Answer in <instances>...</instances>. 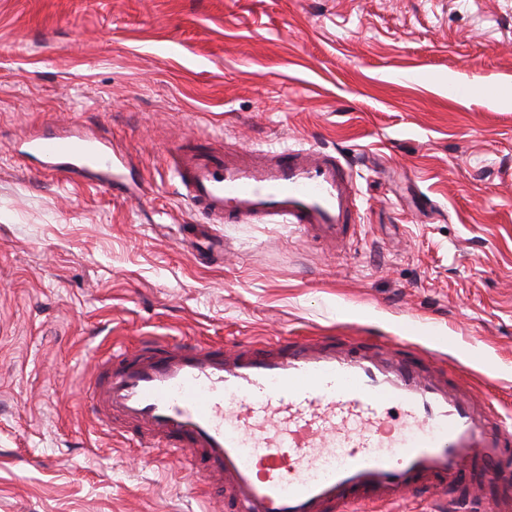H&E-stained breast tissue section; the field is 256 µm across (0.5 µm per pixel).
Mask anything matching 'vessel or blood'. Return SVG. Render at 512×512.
<instances>
[{
  "label": "vessel or blood",
  "mask_w": 512,
  "mask_h": 512,
  "mask_svg": "<svg viewBox=\"0 0 512 512\" xmlns=\"http://www.w3.org/2000/svg\"><path fill=\"white\" fill-rule=\"evenodd\" d=\"M45 173L73 181L98 174L126 194L125 161L110 142L73 131L36 137ZM174 170L205 226L184 245L203 262L216 224L297 225L312 241L344 245L358 230L356 188L340 158L319 148L247 162L176 147ZM88 405L100 425L121 422L149 448L181 455L234 512H384L417 493L453 512H486L479 489L502 488L512 512V428L462 384L399 354L319 336L229 347L140 337L135 348L97 354Z\"/></svg>",
  "instance_id": "obj_1"
}]
</instances>
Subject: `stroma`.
Wrapping results in <instances>:
<instances>
[{"label":"stroma","mask_w":512,"mask_h":512,"mask_svg":"<svg viewBox=\"0 0 512 512\" xmlns=\"http://www.w3.org/2000/svg\"><path fill=\"white\" fill-rule=\"evenodd\" d=\"M130 162L131 196L23 155L69 128ZM338 152L360 228L219 224L168 151ZM151 334L408 342L512 413V0H0V512H213L165 450L108 432L97 345Z\"/></svg>","instance_id":"stroma-1"}]
</instances>
